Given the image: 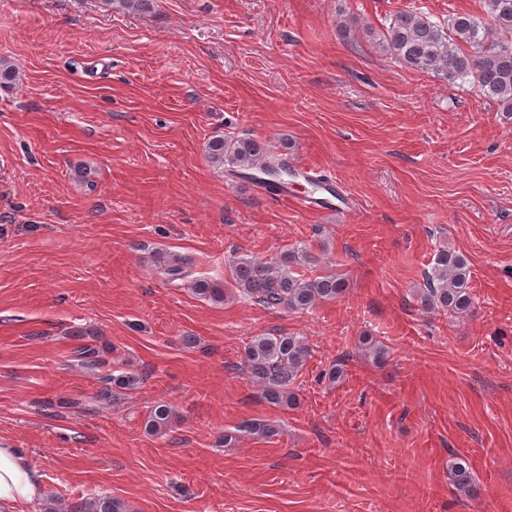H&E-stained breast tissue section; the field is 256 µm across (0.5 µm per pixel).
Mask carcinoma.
Wrapping results in <instances>:
<instances>
[{
	"mask_svg": "<svg viewBox=\"0 0 512 512\" xmlns=\"http://www.w3.org/2000/svg\"><path fill=\"white\" fill-rule=\"evenodd\" d=\"M154 0H105L110 6L148 12ZM490 21L470 13L457 12L444 22L429 19L413 7L397 12L387 19L378 46L390 59L412 70L430 72L449 85L471 84L482 96L499 106L505 120L512 122V0H486ZM20 80L11 61L0 58V86L12 88ZM288 143L270 145L254 138L237 140L219 135L206 146L209 162L222 171L230 168L233 175L260 170L264 185L282 183L290 173L279 153ZM190 259L171 256L160 261L167 279L187 278L188 286L201 298L220 301L224 288L207 278H194L188 270ZM315 264V257L305 246H296L276 258L259 261L246 256L234 258L228 266L230 284L244 298L276 310L306 311L322 302L334 301L347 288L346 280L335 273L308 276L300 267ZM471 270L462 254L446 248L437 249L424 272L423 288L417 302L426 313L462 317L471 312L473 298L469 286ZM312 357L304 338L286 333L254 337L245 351L244 369L260 386L263 400L280 407L293 397L291 388L303 367ZM77 366L101 374V380L119 388L135 390L142 382L140 375L112 367L103 371L107 362L98 348L86 344L76 351ZM172 409L165 403L153 406L146 423L150 433L166 430ZM237 431L247 435L270 437L276 426L258 420H245ZM448 472L457 488L467 491L473 484L472 469L467 459L455 455L448 461ZM48 512H126L125 504L107 493H93L68 506L49 499Z\"/></svg>",
	"mask_w": 512,
	"mask_h": 512,
	"instance_id": "1",
	"label": "carcinoma"
}]
</instances>
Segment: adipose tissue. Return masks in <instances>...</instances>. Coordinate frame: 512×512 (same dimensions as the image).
I'll use <instances>...</instances> for the list:
<instances>
[{"label":"adipose tissue","instance_id":"adipose-tissue-1","mask_svg":"<svg viewBox=\"0 0 512 512\" xmlns=\"http://www.w3.org/2000/svg\"><path fill=\"white\" fill-rule=\"evenodd\" d=\"M42 493L41 476L29 466L23 453L0 444V512H13L18 503Z\"/></svg>","mask_w":512,"mask_h":512}]
</instances>
